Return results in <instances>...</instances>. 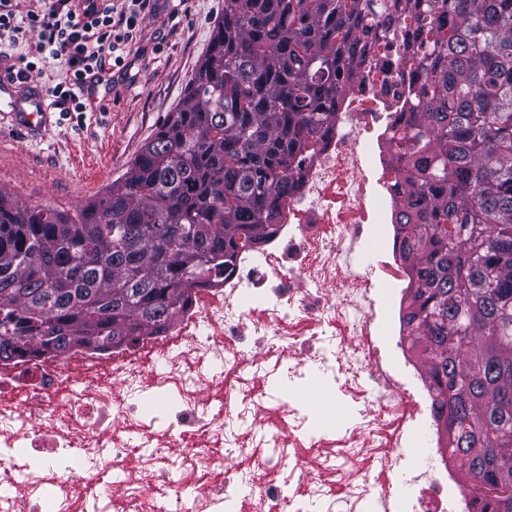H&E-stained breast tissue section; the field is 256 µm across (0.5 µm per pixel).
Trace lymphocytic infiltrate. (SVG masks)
I'll use <instances>...</instances> for the list:
<instances>
[{
    "label": "lymphocytic infiltrate",
    "instance_id": "obj_1",
    "mask_svg": "<svg viewBox=\"0 0 512 512\" xmlns=\"http://www.w3.org/2000/svg\"><path fill=\"white\" fill-rule=\"evenodd\" d=\"M38 10L17 16L16 0H0V39L26 37L28 53L7 67L10 79L22 82L38 63L57 61L66 70L67 84L50 88L54 108L85 112L84 90L89 78L107 66L121 65L123 53L137 34L151 0H38Z\"/></svg>",
    "mask_w": 512,
    "mask_h": 512
}]
</instances>
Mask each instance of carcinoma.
Wrapping results in <instances>:
<instances>
[{"label":"carcinoma","mask_w":512,"mask_h":512,"mask_svg":"<svg viewBox=\"0 0 512 512\" xmlns=\"http://www.w3.org/2000/svg\"><path fill=\"white\" fill-rule=\"evenodd\" d=\"M407 3L425 85L389 138L405 339L463 489L512 512V0ZM378 17L375 0H224L183 99L101 196L70 216L0 191V359L158 333L185 283L265 241Z\"/></svg>","instance_id":"carcinoma-1"}]
</instances>
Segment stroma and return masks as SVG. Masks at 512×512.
I'll use <instances>...</instances> for the list:
<instances>
[{"label": "stroma", "mask_w": 512, "mask_h": 512, "mask_svg": "<svg viewBox=\"0 0 512 512\" xmlns=\"http://www.w3.org/2000/svg\"><path fill=\"white\" fill-rule=\"evenodd\" d=\"M223 11L224 0H154L124 68L113 69L109 91H98L97 109L85 112L83 123L58 119L43 136L26 139L0 101V190L70 215L100 196L182 99ZM340 385L318 372L293 386L272 376L260 396L267 403L296 396L309 425L326 419L336 433H349L361 406Z\"/></svg>", "instance_id": "35a3bbf8"}]
</instances>
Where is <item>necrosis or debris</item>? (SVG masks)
I'll list each match as a JSON object with an SVG mask.
<instances>
[{"instance_id": "4bbe7bcc", "label": "necrosis or debris", "mask_w": 512, "mask_h": 512, "mask_svg": "<svg viewBox=\"0 0 512 512\" xmlns=\"http://www.w3.org/2000/svg\"><path fill=\"white\" fill-rule=\"evenodd\" d=\"M382 4L392 24L364 34L357 76L279 202L269 243L287 275L246 249L233 271L192 285L190 306L163 334L106 352L0 360V468L12 473L16 491L9 512H84L88 468L71 464L64 485L55 476L56 462L77 443L88 457L106 456L114 512H167L189 486L194 512H278L292 477L308 497L324 499L327 512H362L376 499L392 501L396 512H451L455 491L429 460L407 477L395 464L409 435L424 427L415 384L380 348H350L351 337L380 335L390 320L377 282L396 284L407 274L387 260L364 274L353 263L399 198L395 172L373 162L371 142L406 129L401 115L422 87L405 55V12L393 0ZM272 345L290 377L341 368L345 392L368 399L359 431L312 439L297 400L263 403L259 381ZM146 392L165 406L144 430L147 453L136 455L125 434L140 423L138 397ZM233 415L252 418L250 431L226 434L224 419ZM267 435L283 458L265 455ZM227 447L237 449L240 468L225 467ZM339 457L350 468H336ZM255 465V489L241 495L240 470Z\"/></svg>"}]
</instances>
